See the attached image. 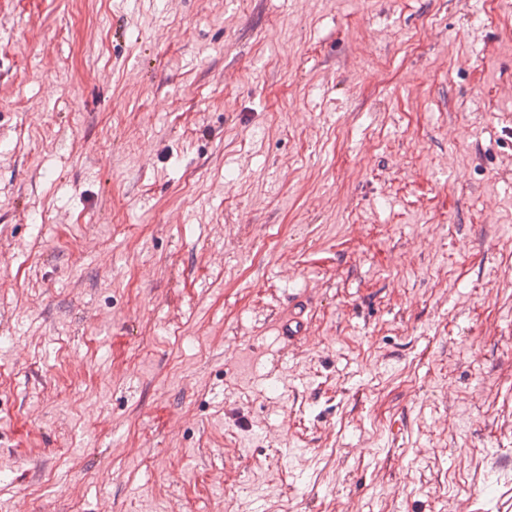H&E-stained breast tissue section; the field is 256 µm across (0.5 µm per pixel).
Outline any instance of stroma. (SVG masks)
Listing matches in <instances>:
<instances>
[{
	"mask_svg": "<svg viewBox=\"0 0 512 512\" xmlns=\"http://www.w3.org/2000/svg\"><path fill=\"white\" fill-rule=\"evenodd\" d=\"M0 512H512V0H0ZM293 306L288 310V316L279 323L280 335L287 337L288 340L304 336L307 331V321L303 318L302 309ZM296 309H299V311L296 312Z\"/></svg>",
	"mask_w": 512,
	"mask_h": 512,
	"instance_id": "obj_1",
	"label": "stroma"
}]
</instances>
